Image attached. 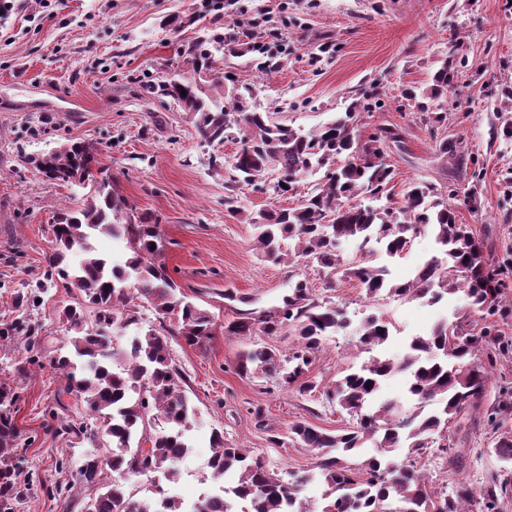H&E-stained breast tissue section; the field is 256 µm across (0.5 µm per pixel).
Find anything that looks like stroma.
Instances as JSON below:
<instances>
[{"label": "stroma", "instance_id": "35a3bbf8", "mask_svg": "<svg viewBox=\"0 0 512 512\" xmlns=\"http://www.w3.org/2000/svg\"><path fill=\"white\" fill-rule=\"evenodd\" d=\"M242 21L254 26L253 49L225 54L223 65L240 83L253 86L257 104L273 121L309 131L372 103V112L359 114L362 135L390 129L401 136L387 149L394 170L388 186L392 200L401 199L409 181L429 183L455 204L460 223L470 225L483 242L509 301L505 316L487 321L506 346L484 405L512 402V0H224L218 11L208 0H55L51 5L24 0L20 9L0 18V329L27 317L47 350L67 336L60 314L72 295L49 290L40 305L26 311L16 308L15 296L41 280L53 249V216L73 206L84 191L46 180L28 159L69 141L91 143L112 167L113 190L138 212L159 220L169 242L163 259L171 276L216 324L204 348L170 341L196 411L188 434L191 452L177 482L191 505L234 480L230 474L221 481L211 475L213 431L226 443L249 449L269 469L296 473L313 468L317 454L291 436L293 423L333 432L350 420L322 392L303 395L240 374L238 359L253 345L286 354L293 338L285 332L230 336L224 332L227 323L276 312L299 281L310 298L344 306L352 323L371 313L390 320V339L371 354L357 349L351 333L326 339L310 373L330 385L370 355L402 356L408 339L425 334L457 305L453 298L431 305L388 296L371 304L351 282L327 290L316 264L262 258L249 216L271 206H293L295 197L246 187L239 195L241 214L229 213L224 177L210 168L211 149L198 138L190 114L169 99L140 91L143 83L180 66L179 42L204 27L229 36ZM269 56L278 67L267 74L260 64ZM445 58L460 60L463 67L448 89L447 118L438 125L404 91L428 86ZM443 138L456 146L446 160L437 152ZM435 253L427 232L391 261L354 243L342 247L345 260L387 265L397 282L412 279ZM22 350L17 341L0 343V380L18 393L16 421L25 437L19 472L34 481L18 512H82L81 501L68 504L52 492L65 478L56 463L69 449L56 427L71 399L48 366L14 373L11 366ZM502 434L512 435L510 412L497 429L460 430L459 471L439 451H430L424 463L433 489L449 490L460 477L479 486L491 474H512V462L495 452Z\"/></svg>", "mask_w": 512, "mask_h": 512}]
</instances>
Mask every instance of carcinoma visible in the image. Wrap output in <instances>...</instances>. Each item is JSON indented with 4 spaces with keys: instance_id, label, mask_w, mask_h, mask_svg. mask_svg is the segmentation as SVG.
<instances>
[{
    "instance_id": "cac0c4a2",
    "label": "carcinoma",
    "mask_w": 512,
    "mask_h": 512,
    "mask_svg": "<svg viewBox=\"0 0 512 512\" xmlns=\"http://www.w3.org/2000/svg\"><path fill=\"white\" fill-rule=\"evenodd\" d=\"M222 49L224 38L208 32L180 44L177 54L186 68L144 89L191 114L198 137L213 148L212 168L228 171L224 206L233 213L238 212L237 192L244 185L281 197L297 193L307 177L323 173L296 206L270 208L251 218L264 256L274 262L288 256L316 263L326 270L328 284L354 281L369 300L385 292L437 303L462 292L466 304L454 311L453 320L444 318L429 334L413 337L402 357L371 358L336 380L326 397L356 418L353 426L336 433L307 422L291 426L295 439L318 451L316 470L284 477L214 432L208 461L213 477L219 479L231 470L240 474L234 486L224 489V496L202 501L204 512H237V500L249 502L250 512H311L302 492L313 482L326 486L329 503L322 512H384L390 500L396 512H473L475 505L480 512H496L511 479L491 477L478 500L471 494L472 485L459 480L452 492L435 495L419 465L436 438L445 441L439 450L448 464L458 465L460 453L450 429L464 414L481 409L497 363L498 337L470 328L476 316L484 320L502 308L503 284L488 269L481 242L468 225L458 223L455 206L435 197V189L426 184L407 183L400 204L355 201L361 194L382 198L393 178L386 160L387 142L393 136L382 130L362 139L352 111L306 133L271 122L268 113L253 107L252 89L239 90L235 77L216 66V53ZM454 77L455 69L445 60L432 85L410 92L412 99H421L420 111L432 113L433 123L442 122L437 111L445 106ZM226 142L237 145L232 165L220 151ZM32 163L58 185L91 186L80 207L54 215V251L40 284L45 293L51 287L76 293L74 303L61 311L70 333L68 343L48 352L51 368L65 380L64 392L75 400L74 418L61 421L59 433L72 450L77 444H91L64 462L73 471V485L90 493L88 512H199L196 506L186 510L180 499L156 483L153 497L141 498L121 479L133 476L131 469L139 463L152 465L147 478L160 474L172 482L179 474L182 459L191 450L187 432L195 422V410L170 356L168 337L179 336L188 346L202 347L213 336L212 316L178 296V285L162 261L165 238L160 225L148 218L131 219V206L112 191V176L96 147L71 141ZM273 172L278 173L277 180L266 182V175ZM425 231L434 234L444 259L419 266L413 280L404 284L387 280L384 266L349 263L338 253L343 242L357 239L363 247L380 245L389 258L400 257ZM97 235L126 242V260L114 263L98 254L91 244ZM286 239L295 242L288 255L282 249ZM73 255L81 259L71 267ZM147 305L159 321L157 329H143ZM257 320L264 323L267 336L286 325L293 327V348L286 357L265 346L256 348L244 355L238 371L259 373L302 394L320 386L309 371L327 337L351 327L344 308L332 300L314 301L300 282L278 313L243 317L225 331L249 336ZM391 327L388 319L367 315L354 326L357 348L367 352L384 344ZM129 328L134 334L122 345L120 339ZM35 331L17 318L0 338L11 332L28 336L24 350L29 353L38 346L31 339ZM401 372L409 373L412 410L378 398L384 380ZM16 401L13 387L0 382V512H16L29 491L18 480L22 432L16 424ZM99 430L109 440L104 453L96 446ZM375 437L376 453L363 457L359 466L342 459Z\"/></svg>"
}]
</instances>
